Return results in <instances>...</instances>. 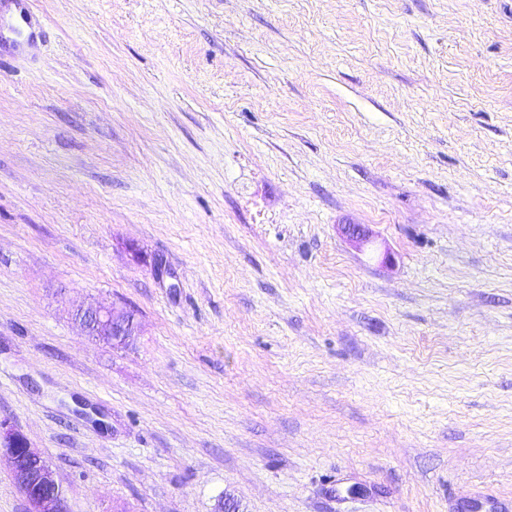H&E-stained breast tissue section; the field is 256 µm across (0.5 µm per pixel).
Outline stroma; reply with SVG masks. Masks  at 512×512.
I'll return each instance as SVG.
<instances>
[{"instance_id":"obj_1","label":"stroma","mask_w":512,"mask_h":512,"mask_svg":"<svg viewBox=\"0 0 512 512\" xmlns=\"http://www.w3.org/2000/svg\"><path fill=\"white\" fill-rule=\"evenodd\" d=\"M15 4L0 419L68 512H512V0ZM74 319L89 336L111 343L112 348L130 347L141 335L136 314L127 307H82L76 310Z\"/></svg>"}]
</instances>
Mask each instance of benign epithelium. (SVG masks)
<instances>
[{
    "label": "benign epithelium",
    "instance_id": "1",
    "mask_svg": "<svg viewBox=\"0 0 512 512\" xmlns=\"http://www.w3.org/2000/svg\"><path fill=\"white\" fill-rule=\"evenodd\" d=\"M74 319L90 336L112 344L130 347L141 335L140 323L127 307L87 306L76 310ZM5 455L12 480L28 504L27 512H66L62 485L49 462L28 439L9 422L0 419V455Z\"/></svg>",
    "mask_w": 512,
    "mask_h": 512
}]
</instances>
